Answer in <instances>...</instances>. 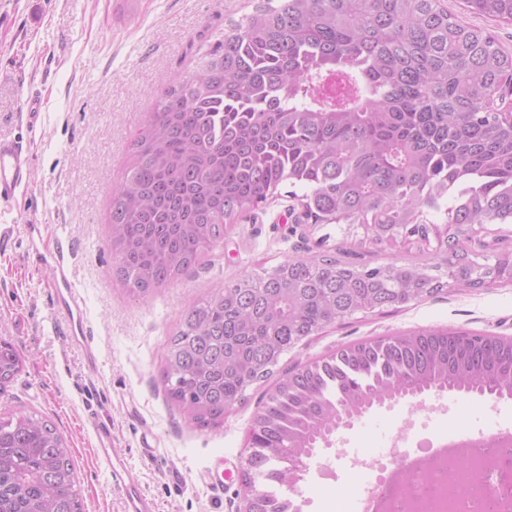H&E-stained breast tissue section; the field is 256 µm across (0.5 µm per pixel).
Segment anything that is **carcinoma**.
I'll return each instance as SVG.
<instances>
[{
  "label": "carcinoma",
  "mask_w": 512,
  "mask_h": 512,
  "mask_svg": "<svg viewBox=\"0 0 512 512\" xmlns=\"http://www.w3.org/2000/svg\"><path fill=\"white\" fill-rule=\"evenodd\" d=\"M512 22V0H466ZM512 53L440 0H252L198 70L168 78L112 190L115 276L146 296L199 262L226 225L286 182L306 224H358L361 246H431L435 263L356 266L333 256L245 273L179 319L164 351L167 400L200 428L224 421L290 349L362 311L399 309L448 286L480 288L464 241L512 223V114L489 108ZM23 366L0 342V394ZM512 337L419 329L346 344L285 371L249 431L250 512H300L289 487L336 431L406 391H496ZM71 450L48 420L0 418V512H82Z\"/></svg>",
  "instance_id": "obj_1"
}]
</instances>
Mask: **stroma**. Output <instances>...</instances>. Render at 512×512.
I'll return each instance as SVG.
<instances>
[{"label": "stroma", "instance_id": "1", "mask_svg": "<svg viewBox=\"0 0 512 512\" xmlns=\"http://www.w3.org/2000/svg\"><path fill=\"white\" fill-rule=\"evenodd\" d=\"M252 9L251 0H0V136H32L33 184L0 208L14 233L0 246V341L23 358V370L0 396V415L23 407L50 420L65 438L78 472L84 512H123L92 453L87 422L96 410L112 422V445L123 454L155 512H235L247 435L266 400L254 385L247 402L217 428L200 429L167 403L163 352L180 317L247 272L286 259L350 252L358 264L405 263L403 247H363L362 228L310 226L290 214L298 201L288 185L259 209L240 216L223 240L170 285L147 299L133 297L114 277L106 221L113 186L123 177L129 148L160 98L167 77L197 67L224 35L225 22ZM45 90L35 133L21 119L30 87ZM41 225L32 235L30 225ZM74 250L70 280L83 297L97 364L88 367L67 336L46 266L33 250ZM462 328L512 336V283L447 288L391 312H360L283 355L287 370L337 346L422 328ZM424 408L400 401L375 407L338 434L363 456L381 452L400 429L419 439L458 432L512 429V399L432 392ZM153 453L144 455L143 441ZM307 461L300 486L311 512H351L367 474L333 461L335 478ZM221 466L222 485L202 474Z\"/></svg>", "mask_w": 512, "mask_h": 512}]
</instances>
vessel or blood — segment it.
<instances>
[{"label":"vessel or blood","instance_id":"1","mask_svg":"<svg viewBox=\"0 0 512 512\" xmlns=\"http://www.w3.org/2000/svg\"><path fill=\"white\" fill-rule=\"evenodd\" d=\"M33 179V157L22 139H0V204L16 199L28 189ZM73 255L70 248L57 247L51 255L53 285L59 301L69 318L71 340L84 348L87 362H94L90 348L91 330L84 317L83 301L69 279ZM87 419L96 440L94 450L98 462L108 472L111 483L123 493L124 512H152V505L133 482L125 460L112 446V425L97 412H89Z\"/></svg>","mask_w":512,"mask_h":512}]
</instances>
